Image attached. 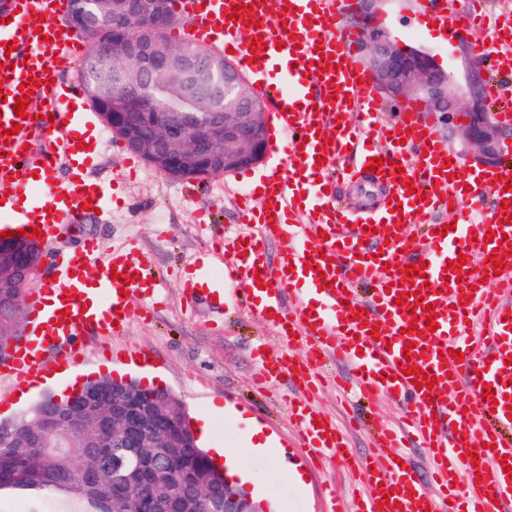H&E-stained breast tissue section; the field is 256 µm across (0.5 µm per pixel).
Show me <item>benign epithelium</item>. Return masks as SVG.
Returning <instances> with one entry per match:
<instances>
[{
	"mask_svg": "<svg viewBox=\"0 0 512 512\" xmlns=\"http://www.w3.org/2000/svg\"><path fill=\"white\" fill-rule=\"evenodd\" d=\"M356 2L364 62L380 93L394 104H419L423 111L458 129L467 154L483 164H497L504 151L505 127L487 108L481 64L468 62L465 84L461 85L435 56L403 44L372 25L378 4L385 0ZM105 7L112 10V22L123 30V38L119 42H100L104 59L132 63L151 81L174 74L181 78L183 91L201 103L199 112L168 113L152 138H137L132 134L137 117L156 111L157 103L150 97H137L128 89L121 66L113 71V86L89 91L94 99L109 98L112 132L123 134L133 150L148 157L164 150L187 164L201 152L223 155L222 164L200 174L204 179L250 169L264 161L269 149L270 113L264 99L247 86L231 64L224 66L221 86L215 81L213 67L193 54L189 42L173 45L162 41L160 31L167 17L160 0H114ZM225 94L235 97L234 108L219 114L210 111ZM12 249L26 253L20 274L13 265ZM44 261L45 249L36 240L26 236L0 239V270L8 271V278L0 279V307L14 314L8 329L0 327V357L6 354L14 337L22 335L24 294L36 288ZM92 408L100 412L98 431L102 436H110L128 448H145L151 439L176 449L168 462L172 475H167V467L161 468L151 459L126 474L134 490L117 502L114 512H182L187 503L204 512H267L262 503L227 480L222 502L193 481L197 461L180 450L184 425L170 418L159 399H146L118 388L88 396L78 390L72 393L66 407L48 413L31 434L21 437L15 431L17 423L0 421V436L12 439L18 448L54 453L69 447L71 437L83 433L86 414ZM0 476L16 484L53 482V476L36 468L29 457L15 462L6 472L0 470ZM144 485H161L168 496L153 501L137 492Z\"/></svg>",
	"mask_w": 512,
	"mask_h": 512,
	"instance_id": "7a95c632",
	"label": "benign epithelium"
}]
</instances>
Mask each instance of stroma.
Masks as SVG:
<instances>
[{
  "mask_svg": "<svg viewBox=\"0 0 512 512\" xmlns=\"http://www.w3.org/2000/svg\"><path fill=\"white\" fill-rule=\"evenodd\" d=\"M441 6V0H385L376 24L394 39L427 49L460 79L469 56L465 39H442L430 28ZM115 144L111 131L103 130L100 151L85 174L92 183L111 188V209L102 217L82 216L66 225L59 245L75 250L94 239L107 251L137 240L151 258L152 274L166 286L158 298L134 301L137 313L124 336L86 340L83 367L88 380H95L96 368L106 362L116 378L139 381L151 373L158 388L183 401L191 422L210 419L214 437L223 446L243 441L245 432L227 427L223 418L212 415V406L251 417L283 449L279 457L263 452L246 456L245 480L254 495L264 500L269 512H321L323 484H333L337 494L344 495L364 477H349L339 469L310 474L300 486L293 483L290 472L301 468V451L293 446L288 408L279 397L295 395V386L283 376L260 393L252 382V346L272 340L271 326L253 316L249 304L228 301L219 307L206 297L189 300L184 295L185 275L209 257L224 232L235 230L236 193L259 179L264 167L198 181L174 180L144 164L126 180ZM130 343L147 355V367L124 358L122 350ZM401 412L400 405L386 398L359 406V421L347 430L355 458L372 454L375 420L394 421Z\"/></svg>",
  "mask_w": 512,
  "mask_h": 512,
  "instance_id": "1",
  "label": "stroma"
}]
</instances>
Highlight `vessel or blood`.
I'll return each mask as SVG.
<instances>
[{
    "label": "vessel or blood",
    "mask_w": 512,
    "mask_h": 512,
    "mask_svg": "<svg viewBox=\"0 0 512 512\" xmlns=\"http://www.w3.org/2000/svg\"><path fill=\"white\" fill-rule=\"evenodd\" d=\"M196 41L230 56L237 69L272 99L281 164L249 190L250 232L219 244L205 272L224 303L227 291L246 296L274 329L269 349L252 351L257 383L285 376L297 386L288 401L308 464L351 461L347 435L322 412L318 392L327 365L348 369L346 385L365 401L390 393L403 407L396 422L380 421L376 461H353L367 481L349 512H512V178L508 166L476 175L453 158L433 119L412 102L384 114L370 72L355 54L359 32L342 22V0H176ZM0 23V231L12 226L51 235L76 220L83 204L103 209L105 191L73 171L80 123L77 83L59 81L84 56L88 40L55 0H13ZM476 14L439 15L451 34L468 32ZM492 63L493 98L512 96V56L494 42L471 41ZM36 93L47 119L17 117L22 83ZM384 145L375 146L379 131ZM353 156L360 169L379 159L371 180L386 189L382 207L353 221L336 204L338 162ZM462 218L440 234L439 214ZM426 228L422 240L409 229ZM503 259L493 267L492 258ZM461 260L458 269L448 268ZM424 274L408 273V266ZM136 243L101 256L97 242L72 254L53 253V282L30 295V333L0 359V371L20 393L53 371L78 383L82 339L124 335L130 303L154 296L161 283ZM434 305L437 327L409 309L415 297ZM417 331H410V324ZM303 346L305 358L295 356ZM463 351L456 359L454 351ZM436 382L415 387L412 371ZM491 386L493 398L483 396ZM428 450V471L409 461L414 445Z\"/></svg>",
    "instance_id": "vessel-or-blood-1"
}]
</instances>
